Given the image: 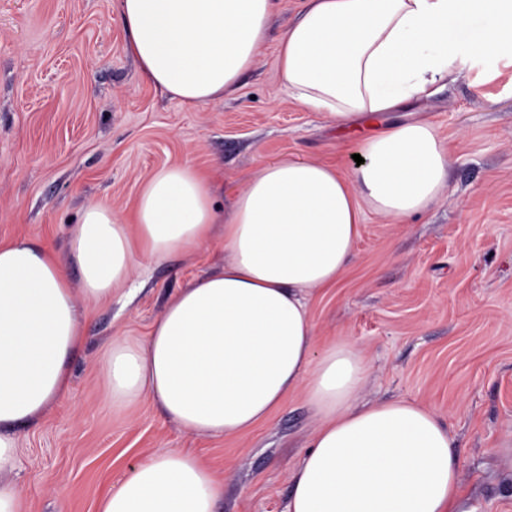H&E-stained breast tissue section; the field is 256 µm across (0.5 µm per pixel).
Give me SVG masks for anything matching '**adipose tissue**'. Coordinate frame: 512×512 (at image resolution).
Masks as SVG:
<instances>
[{"label":"adipose tissue","mask_w":512,"mask_h":512,"mask_svg":"<svg viewBox=\"0 0 512 512\" xmlns=\"http://www.w3.org/2000/svg\"><path fill=\"white\" fill-rule=\"evenodd\" d=\"M142 78L198 107L235 92L267 39L276 0H118ZM512 56V0H307L279 38L289 97L339 127L397 112L436 75ZM345 171L285 158L252 171L217 215L209 180L188 164L161 168L133 222L89 204L64 257L27 238L0 243V512H25L13 475L17 427L71 388L84 337L77 295L111 298L138 259L161 261L213 238L224 264L169 296L143 338H113L105 401L115 414L149 400L199 437L243 435L290 396L316 422L290 474L284 512H459L455 440L425 405L366 401L369 358L357 343L316 341L307 294L351 266L367 214L402 221L448 183V157L423 121L377 129ZM224 486L195 454L140 463L97 512H215Z\"/></svg>","instance_id":"1"}]
</instances>
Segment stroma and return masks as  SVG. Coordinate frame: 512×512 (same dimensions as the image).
<instances>
[{
	"label": "stroma",
	"mask_w": 512,
	"mask_h": 512,
	"mask_svg": "<svg viewBox=\"0 0 512 512\" xmlns=\"http://www.w3.org/2000/svg\"><path fill=\"white\" fill-rule=\"evenodd\" d=\"M304 0H277L269 36L234 94L189 108L148 84L126 48L118 0H0V241L19 236L68 251L85 207L129 218L154 171L188 164L229 208L263 163L300 157L351 169L349 131L283 90L277 41ZM423 119L449 159V188L395 223L368 214L339 285L312 291L318 340L362 345L364 399L420 401L450 425L460 512H512V65L437 77L430 96L389 113ZM224 261L214 240L142 262L124 294L79 299L85 339L71 391L20 428L16 480L25 512H97L142 461L187 448L224 485L217 512H283L290 473L315 420L300 398L240 436L197 437L143 400L104 403L113 337L147 336L169 295Z\"/></svg>",
	"instance_id": "1"
}]
</instances>
